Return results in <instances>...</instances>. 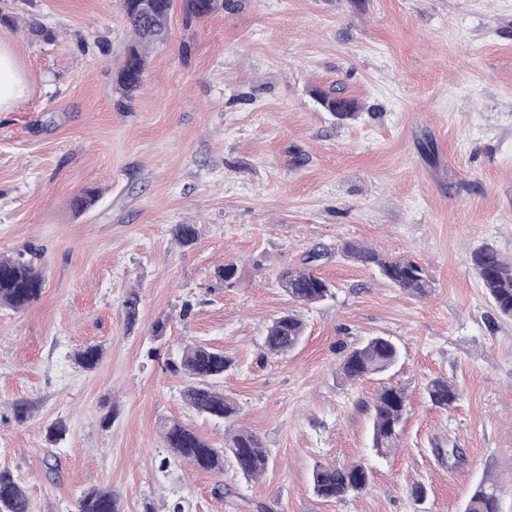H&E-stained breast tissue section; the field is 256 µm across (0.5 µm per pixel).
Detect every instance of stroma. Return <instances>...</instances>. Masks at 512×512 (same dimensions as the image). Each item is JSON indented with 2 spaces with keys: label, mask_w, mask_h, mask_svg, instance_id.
<instances>
[{
  "label": "stroma",
  "mask_w": 512,
  "mask_h": 512,
  "mask_svg": "<svg viewBox=\"0 0 512 512\" xmlns=\"http://www.w3.org/2000/svg\"><path fill=\"white\" fill-rule=\"evenodd\" d=\"M233 2L192 22L174 8L128 99L116 90L133 38L119 0H0V45L24 81L0 112V255L39 249L45 276L33 305L0 308V466L34 512H75L93 487L110 488L119 512L175 500L186 512H463L487 473L512 512V320L471 262L486 245L512 260V0ZM332 87L357 101L358 118L318 104L315 90ZM87 187L99 199L75 211ZM177 224L196 226L195 243L176 242ZM350 240L420 265L429 293L343 258ZM317 246L330 256L313 269L335 296L295 306L276 276ZM228 262L237 276L218 285ZM291 309L303 344L265 353L267 325ZM374 336L400 346L398 365L346 382L341 346ZM197 341L233 361L235 424L270 450L257 479L229 462L220 478L159 466L167 418L224 445L223 426L184 404L185 380L166 368L169 348ZM89 344L103 358L85 371L73 355ZM437 377L459 388L446 411L425 391ZM385 384L406 387L408 406L398 447L381 457L371 406ZM57 421L68 432L55 445ZM438 446L464 462L438 459ZM352 461L370 470L367 491L313 493L316 464Z\"/></svg>",
  "instance_id": "obj_1"
}]
</instances>
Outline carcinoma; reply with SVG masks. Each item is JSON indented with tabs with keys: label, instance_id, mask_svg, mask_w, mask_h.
I'll return each mask as SVG.
<instances>
[{
	"label": "carcinoma",
	"instance_id": "1",
	"mask_svg": "<svg viewBox=\"0 0 512 512\" xmlns=\"http://www.w3.org/2000/svg\"><path fill=\"white\" fill-rule=\"evenodd\" d=\"M121 8L130 22L135 38L127 45L122 67L117 77V89L126 97L136 91L147 69V51L168 40V18L174 0H120ZM185 18L201 19L224 8V0H182ZM318 100L338 120L358 116L357 103L334 89L319 93ZM97 197L96 189L87 187L72 199V206L82 211ZM175 240L189 246L197 239L193 224H177L173 229ZM341 254L360 263L377 265L382 275L393 285L413 295L424 296L431 288V280L417 263L403 258L384 259L359 242L346 241ZM328 255L326 249H314L304 259V267L287 268L278 273L277 283L288 297L299 304H315L334 296L331 283L310 268V264ZM483 288L486 289L498 314L512 320V263L507 262L493 247H483L472 256ZM45 278L35 252H19L0 258V307L24 310L42 296ZM140 314V299L133 293L124 301V316L128 325H134ZM305 336V323L297 314L286 311L267 326L263 348L272 355H286L297 349ZM102 357L100 346L90 344L75 355L76 363L90 371ZM400 351L395 343L381 337L350 347L343 352L339 370L350 382L367 376L382 375L399 361ZM170 370L186 377L182 397L196 413L215 422H230L239 411L238 405L219 388L224 372L232 360L224 352L203 342H196L170 354ZM426 391L431 403L448 409L456 401V384L445 378L428 381ZM407 408V392L401 385H384L379 390L372 411V448L385 456L397 447L400 426ZM161 438L172 457L195 468L224 473V458L247 479L257 478L268 468L270 451L257 434L240 429L224 439V447L213 448L192 427L176 420L160 423ZM370 476L361 462L342 466L318 465L312 473L314 494L324 499L342 500L367 489ZM500 485L490 475L484 476L465 505L464 512H500ZM0 512H33L31 500L24 487L8 468L0 467ZM77 512H119L112 490L93 488L79 498Z\"/></svg>",
	"mask_w": 512,
	"mask_h": 512
}]
</instances>
